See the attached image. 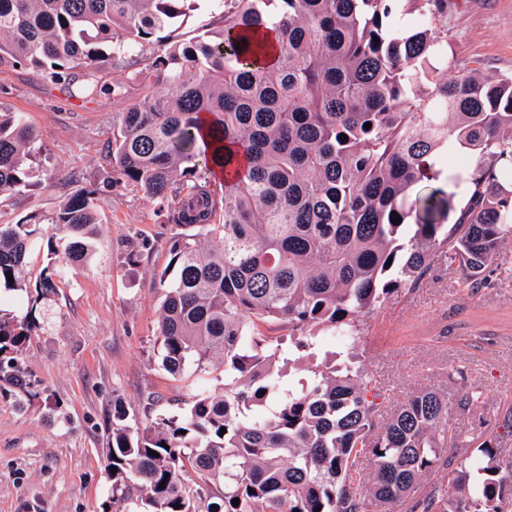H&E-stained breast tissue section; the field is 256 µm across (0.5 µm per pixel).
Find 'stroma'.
<instances>
[{
  "label": "stroma",
  "mask_w": 512,
  "mask_h": 512,
  "mask_svg": "<svg viewBox=\"0 0 512 512\" xmlns=\"http://www.w3.org/2000/svg\"><path fill=\"white\" fill-rule=\"evenodd\" d=\"M442 52L455 72L512 77V0H448ZM115 58L109 71L126 94L89 99L29 68L0 67V109L23 113L39 134L28 163L31 185L0 196V222L51 213L79 188L101 186L104 155L122 112L139 95L142 54ZM102 234L92 256L69 265L51 255L43 228L30 243L29 288L7 310L30 316L34 331L16 359L25 384L0 381V512H106L112 408L122 400L131 427L175 413L200 390H222L220 369H163L157 342L161 275L180 226L127 185L100 195ZM56 287L38 294L40 279ZM362 362L393 407L425 387L477 392L454 411L459 433L447 457L459 464L478 437L512 456V242L489 281L461 286L434 257L422 282L360 317Z\"/></svg>",
  "instance_id": "35a3bbf8"
}]
</instances>
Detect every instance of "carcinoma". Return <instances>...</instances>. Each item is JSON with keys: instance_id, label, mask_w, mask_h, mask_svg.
Instances as JSON below:
<instances>
[{"instance_id": "obj_1", "label": "carcinoma", "mask_w": 512, "mask_h": 512, "mask_svg": "<svg viewBox=\"0 0 512 512\" xmlns=\"http://www.w3.org/2000/svg\"><path fill=\"white\" fill-rule=\"evenodd\" d=\"M195 2L0 0V67L53 81L79 68V93L94 98L112 59L152 44ZM393 2L224 0L222 24L146 58L103 188L133 186L168 223L198 229L172 242V278L161 276L162 366L217 364L224 390L136 430L115 400L112 499L135 512H365L409 496L421 512H512V461L489 440L421 492L448 467L451 412L474 395L423 389L381 422L383 393L352 342L355 321L417 284L432 255L468 286L512 240V78L436 66L448 0H405L410 34L393 32ZM37 140L21 113L0 111V195L28 187ZM98 194L78 189L47 215L0 224V289L29 288V242L44 224L67 241V261H86ZM274 324L291 338L320 329L341 351L310 380L285 382V336L263 332ZM31 329L0 314V379L22 385L16 354ZM362 458L373 462L364 489Z\"/></svg>"}]
</instances>
